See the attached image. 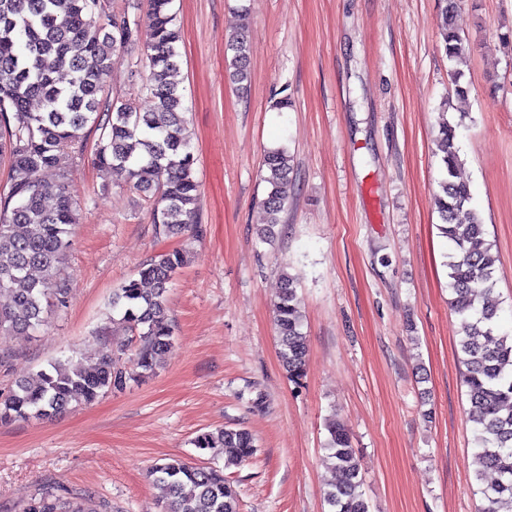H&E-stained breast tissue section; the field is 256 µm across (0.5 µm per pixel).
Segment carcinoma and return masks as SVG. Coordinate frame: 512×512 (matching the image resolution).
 Segmentation results:
<instances>
[{"label":"carcinoma","mask_w":512,"mask_h":512,"mask_svg":"<svg viewBox=\"0 0 512 512\" xmlns=\"http://www.w3.org/2000/svg\"><path fill=\"white\" fill-rule=\"evenodd\" d=\"M172 2L147 0L150 23L144 30L128 12L109 11L105 0H0V162L9 167L8 190L0 192L1 336L38 329L49 311L69 302L70 287L60 276V264L72 246L79 206L66 178L47 183L35 175L55 167L65 150L83 154L91 133L97 134V168L125 173L130 186L151 203L152 221L164 234L180 235L189 226L186 217L197 210L199 185L184 94L172 80L181 57ZM444 2L441 35L452 61L464 54L468 42L454 27L456 0ZM141 43L147 49L142 84L151 102L147 111L135 95L100 97L112 57L131 53ZM225 49L234 82L247 81V36L227 41ZM62 71L70 76L65 85L56 77ZM34 101L41 104L37 110L31 108ZM438 147L445 177L436 206L442 233L452 246L451 307L465 316L459 351L465 366L462 382L478 427L476 460L481 470L497 474L495 482L480 489L478 512H503L512 509V336L500 331L499 309L487 301L496 285L495 257L485 243L481 216L469 206V188L458 176L456 128L449 122L440 126ZM262 167L268 187L263 201L267 239L288 205L291 157L283 148L271 150ZM184 263L182 251L162 252L142 264L138 278L113 291L112 307L122 310V323L138 337L136 375L111 352L86 365L56 360L17 381L0 398V423L51 419L106 391L120 392L136 377L153 376L173 347L166 293ZM299 305L293 278L283 276L274 324L283 368L293 381L302 378L307 354ZM328 432L327 449L338 474L325 493L330 512H369L348 430L334 421ZM193 444L199 450L233 449L229 466L255 451L254 438L244 429L204 432ZM151 476L163 493L162 512H239L237 494L219 469L173 458L155 465ZM28 512L96 510L80 502L65 511L60 497L47 491Z\"/></svg>","instance_id":"cac0c4a2"}]
</instances>
